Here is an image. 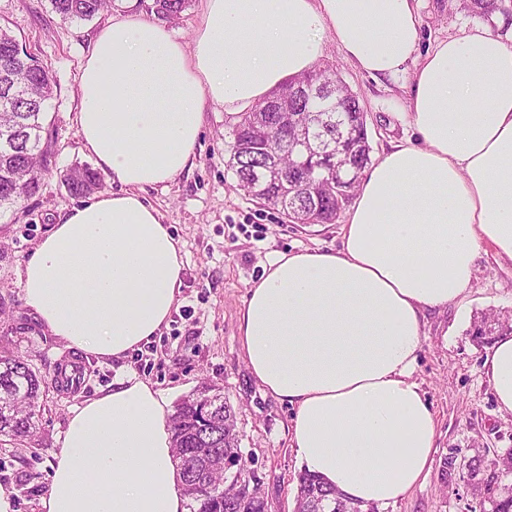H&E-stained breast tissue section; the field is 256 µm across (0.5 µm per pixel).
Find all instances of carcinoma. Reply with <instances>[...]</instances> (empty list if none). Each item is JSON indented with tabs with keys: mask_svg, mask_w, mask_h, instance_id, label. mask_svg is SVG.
Listing matches in <instances>:
<instances>
[{
	"mask_svg": "<svg viewBox=\"0 0 512 512\" xmlns=\"http://www.w3.org/2000/svg\"><path fill=\"white\" fill-rule=\"evenodd\" d=\"M51 10L64 22L87 21L108 9L112 0H49ZM461 8L480 18L491 20L499 15L509 19L512 10L503 0H460ZM188 0H153L155 13L173 19L187 8ZM317 83L336 87V93L312 101L295 95L299 78L288 81L269 96L282 105L269 112L268 124L255 127L250 121L254 112H268V104L257 105L239 115L231 129L233 154L228 167L233 171L237 186L256 199L261 207L285 213L287 194H297L308 224H333L340 217L359 185L365 168L371 163L372 146L366 131V116L359 96L352 92L334 71L318 68L307 73ZM54 79L48 67L39 62L7 30L0 28V215L16 208V199H28L37 194L49 174L45 150L42 147L45 104L53 97ZM347 100L346 110H332L336 96ZM309 111L321 114L323 121L315 131L318 142L330 146L336 143L339 130L346 129L351 137L348 167L356 168V176L341 189H328L320 183V170L308 158L309 150L297 156L288 151L282 140H271L268 151L257 152L255 140L266 139L281 122ZM288 172V188L276 181L252 185L251 173L270 157ZM68 192L86 197L103 188L100 176L87 165L75 166L62 176ZM63 386L58 373L41 374L20 355L0 348V437L26 442L36 434V411L43 393ZM204 400L187 396L179 401L170 423L174 443L173 461L181 476L187 498L188 512H267L259 479L251 468L254 460L240 448L234 428H224V414L236 417L234 408L220 390L203 389ZM210 405L212 416L207 419L203 406ZM224 459L227 470H217L209 482L210 490L197 484L195 462L202 448ZM467 471L476 477L472 490L489 505L483 512H512V495L504 494V486L512 484V473L491 467L486 452L476 450L467 460ZM297 512H376V506L352 502L317 476L305 471L299 474L296 495Z\"/></svg>",
	"mask_w": 512,
	"mask_h": 512,
	"instance_id": "carcinoma-1",
	"label": "carcinoma"
}]
</instances>
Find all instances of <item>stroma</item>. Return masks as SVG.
I'll list each match as a JSON object with an SVG mask.
<instances>
[{
    "instance_id": "obj_1",
    "label": "stroma",
    "mask_w": 512,
    "mask_h": 512,
    "mask_svg": "<svg viewBox=\"0 0 512 512\" xmlns=\"http://www.w3.org/2000/svg\"><path fill=\"white\" fill-rule=\"evenodd\" d=\"M124 6V0H114L94 19L70 25L51 12L48 0H0V26L48 65L57 83L43 133L52 172L37 196L0 218V309L6 312L0 336L37 371H53L63 362L82 370L75 387L53 389L44 397L34 445H0V484L12 490L15 512H42L70 411L133 376L160 390L171 408L201 385L222 390L236 411L239 444L255 461L270 512H294L300 463L287 433L293 411L251 375L238 318L250 284L276 254L337 250L341 226L283 223L276 212L261 209L236 190L226 167L233 123L223 108L206 109L191 171L167 188L144 192L179 240L184 262L177 307L157 336L121 359L86 358L51 336L24 303L25 261L58 217L78 203L60 175L91 161L74 123L80 66L98 32ZM420 15L424 50L476 23L456 9L454 0H421ZM320 63L332 67L358 94L374 155L409 136L399 114L407 109L410 77L398 84L371 79L354 69L332 42ZM488 314L512 319V262L497 259L485 244L463 300L429 314L424 327L426 339L413 378L435 420L430 469L418 485L379 512H480L462 472L444 478L440 468L450 455L467 458L483 448L492 454L512 448V415L499 412L482 369L494 339L470 334L474 322Z\"/></svg>"
}]
</instances>
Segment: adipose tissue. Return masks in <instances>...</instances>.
<instances>
[{"label": "adipose tissue", "instance_id": "1", "mask_svg": "<svg viewBox=\"0 0 512 512\" xmlns=\"http://www.w3.org/2000/svg\"><path fill=\"white\" fill-rule=\"evenodd\" d=\"M191 44L129 13L81 67L77 132L119 191L72 207L26 260V306L71 349L124 357L165 325L184 267L145 188L194 164L206 107L236 116L335 42L360 72L411 74L412 139L365 170L335 251L282 253L247 290L241 344L292 406L290 443L345 498L386 505L428 471L435 423L412 375L428 313L477 252L512 261V34L461 29L419 52L417 0H203ZM484 373L512 414V337ZM162 393L118 381L72 410L43 512H186Z\"/></svg>", "mask_w": 512, "mask_h": 512}]
</instances>
